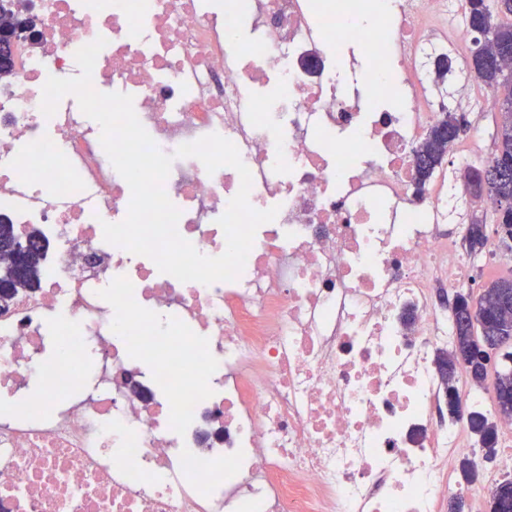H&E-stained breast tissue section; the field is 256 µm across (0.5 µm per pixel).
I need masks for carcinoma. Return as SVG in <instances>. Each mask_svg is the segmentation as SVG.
I'll return each mask as SVG.
<instances>
[{
	"label": "carcinoma",
	"mask_w": 512,
	"mask_h": 512,
	"mask_svg": "<svg viewBox=\"0 0 512 512\" xmlns=\"http://www.w3.org/2000/svg\"><path fill=\"white\" fill-rule=\"evenodd\" d=\"M469 29L475 35L476 47L472 57L495 56L505 51L512 53V0H468ZM473 78L501 91L498 97L499 111L503 121L495 136V152L482 166L465 169L468 182L480 187L488 181L491 198L496 207L493 225L484 220H475L466 228L464 240L470 255L480 252L488 239V232L503 238H512V67L498 71H473ZM463 129L461 119L448 107H442L439 121L430 128L426 138L414 151L417 185L433 175L443 164L445 153L434 145L446 140L453 146ZM15 245L27 248L28 267L24 270L16 265L0 264V280L23 279L28 286L37 284L45 247L35 237H21L15 225L0 221V253ZM462 310L454 315L455 341L451 352L437 356V365L446 369L448 386L446 391H456L454 385L458 367H469L477 357L478 350L473 340L472 327L478 325L482 336L502 350V359L512 362V276L499 278L485 287L478 299L471 294L460 296ZM496 413L512 415V365L495 371L493 381ZM470 432L479 438V447L493 456L497 451V423L481 412L468 417Z\"/></svg>",
	"instance_id": "cac0c4a2"
}]
</instances>
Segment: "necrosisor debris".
Masks as SVG:
<instances>
[{
  "label": "necrosis or debris",
  "mask_w": 512,
  "mask_h": 512,
  "mask_svg": "<svg viewBox=\"0 0 512 512\" xmlns=\"http://www.w3.org/2000/svg\"><path fill=\"white\" fill-rule=\"evenodd\" d=\"M29 0L36 36L0 79V216L47 242L35 288L0 303V512H444L469 496L457 459L486 388L459 370L445 417L438 353L454 343L434 292L471 282L450 224L474 199L413 152L441 107L438 58L467 76V0ZM92 72L174 162L178 231L223 254L240 176L175 152L217 133L277 208L242 273L180 282L104 239L131 198L74 96ZM360 44L361 88L336 79Z\"/></svg>",
  "instance_id": "1"
}]
</instances>
